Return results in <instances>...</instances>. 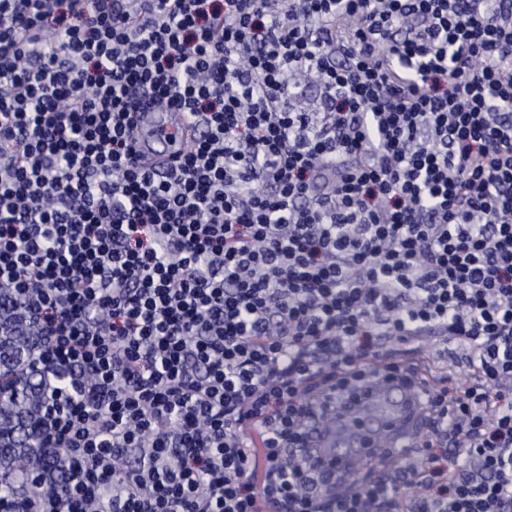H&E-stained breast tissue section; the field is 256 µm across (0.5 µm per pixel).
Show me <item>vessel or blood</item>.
<instances>
[{
    "mask_svg": "<svg viewBox=\"0 0 512 512\" xmlns=\"http://www.w3.org/2000/svg\"><path fill=\"white\" fill-rule=\"evenodd\" d=\"M414 388L390 380L367 389L357 404L340 409L312 428L309 444L337 473H348L377 448L391 445L407 453L408 435L418 420Z\"/></svg>",
    "mask_w": 512,
    "mask_h": 512,
    "instance_id": "obj_1",
    "label": "vessel or blood"
}]
</instances>
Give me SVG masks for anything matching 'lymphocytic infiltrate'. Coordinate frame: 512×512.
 Returning a JSON list of instances; mask_svg holds the SVG:
<instances>
[{
	"mask_svg": "<svg viewBox=\"0 0 512 512\" xmlns=\"http://www.w3.org/2000/svg\"><path fill=\"white\" fill-rule=\"evenodd\" d=\"M0 379V512H512V0H0ZM443 350L444 345L438 338H428L419 350L408 356V362L418 363V361H421L424 363L423 369L427 379H429L433 385L440 386V377L446 370H448V373L451 371L447 358L443 357ZM417 391L390 380L367 389L357 404L340 409L325 424L313 427L309 444L336 473H348L386 444L406 454L416 448L406 440L418 420Z\"/></svg>",
	"mask_w": 512,
	"mask_h": 512,
	"instance_id": "f902f5d3",
	"label": "lymphocytic infiltrate"
}]
</instances>
